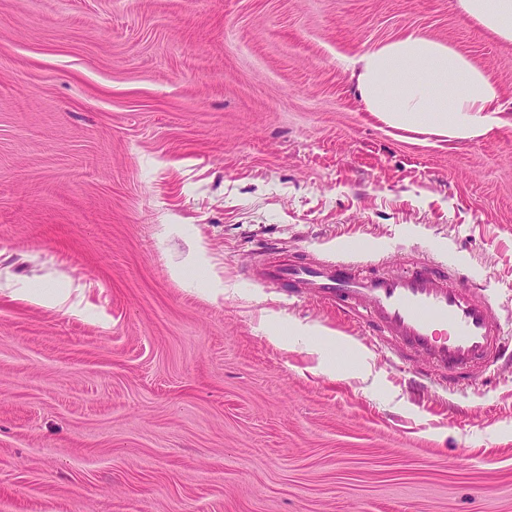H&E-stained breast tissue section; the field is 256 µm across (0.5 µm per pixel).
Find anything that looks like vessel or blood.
Here are the masks:
<instances>
[{
    "mask_svg": "<svg viewBox=\"0 0 512 512\" xmlns=\"http://www.w3.org/2000/svg\"><path fill=\"white\" fill-rule=\"evenodd\" d=\"M372 264L360 249L343 247L266 263L261 277L292 298L365 310L378 327V350L405 342L439 369L438 384L452 392L464 390L470 370L499 362L512 349V318L503 317L482 285L463 281L440 257L387 276L370 274Z\"/></svg>",
    "mask_w": 512,
    "mask_h": 512,
    "instance_id": "vessel-or-blood-1",
    "label": "vessel or blood"
}]
</instances>
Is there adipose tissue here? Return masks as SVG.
<instances>
[{"label":"adipose tissue","instance_id":"obj_1","mask_svg":"<svg viewBox=\"0 0 512 512\" xmlns=\"http://www.w3.org/2000/svg\"><path fill=\"white\" fill-rule=\"evenodd\" d=\"M459 6L467 19L512 42V0H459ZM351 77L365 110L394 129L473 141L503 122L490 69L420 34L366 50L352 60Z\"/></svg>","mask_w":512,"mask_h":512}]
</instances>
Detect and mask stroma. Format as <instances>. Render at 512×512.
Returning <instances> with one entry per match:
<instances>
[{"instance_id":"obj_1","label":"stroma","mask_w":512,"mask_h":512,"mask_svg":"<svg viewBox=\"0 0 512 512\" xmlns=\"http://www.w3.org/2000/svg\"><path fill=\"white\" fill-rule=\"evenodd\" d=\"M410 33L505 124L365 112L347 60ZM356 240L512 304V43L458 0H0V512H512V366L432 390L255 277Z\"/></svg>"}]
</instances>
